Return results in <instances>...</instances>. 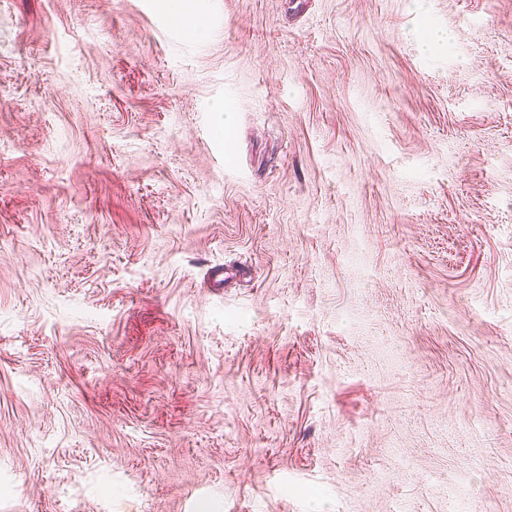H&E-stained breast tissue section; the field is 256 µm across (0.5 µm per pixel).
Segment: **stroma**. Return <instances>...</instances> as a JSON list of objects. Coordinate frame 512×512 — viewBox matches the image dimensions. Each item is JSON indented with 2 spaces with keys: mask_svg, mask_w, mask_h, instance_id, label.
<instances>
[{
  "mask_svg": "<svg viewBox=\"0 0 512 512\" xmlns=\"http://www.w3.org/2000/svg\"><path fill=\"white\" fill-rule=\"evenodd\" d=\"M184 7L0 0V512H512V0ZM168 2L171 20L188 36L195 40H204L208 37L209 31L206 25L185 11L182 0H169Z\"/></svg>",
  "mask_w": 512,
  "mask_h": 512,
  "instance_id": "stroma-1",
  "label": "stroma"
}]
</instances>
